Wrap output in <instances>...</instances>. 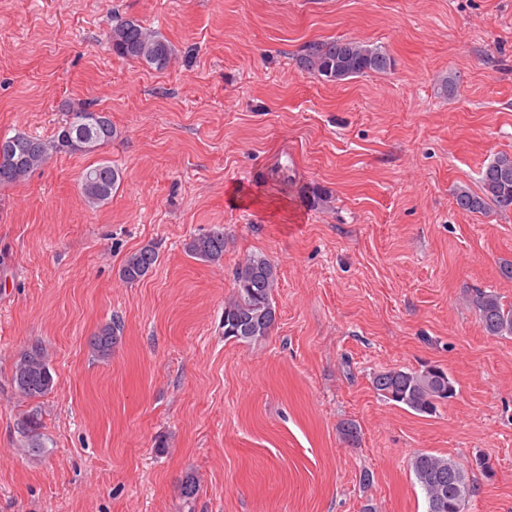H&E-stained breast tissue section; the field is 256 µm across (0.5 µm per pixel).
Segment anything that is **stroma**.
Segmentation results:
<instances>
[{
  "label": "stroma",
  "instance_id": "obj_1",
  "mask_svg": "<svg viewBox=\"0 0 512 512\" xmlns=\"http://www.w3.org/2000/svg\"><path fill=\"white\" fill-rule=\"evenodd\" d=\"M120 18L158 30L169 66L115 55ZM334 38L394 66L339 83L298 69ZM87 104L109 144L0 186V512H427L419 452L464 470L469 512H512V335L469 303H512V211L455 203L512 154V0H0V135L52 139ZM100 160L122 179L92 209L80 175ZM218 226L220 261L188 254ZM151 242L156 267L123 283ZM250 255L278 268L277 321L236 342L224 303ZM115 317L102 361L89 339ZM37 343L56 386L25 399L14 363ZM427 364L456 388L435 414L372 386ZM34 408L37 455L18 429ZM159 252L153 244H147L129 253L123 260L119 276L126 284H136L156 266ZM472 305L487 335H512V304L503 303L494 292L476 290Z\"/></svg>",
  "mask_w": 512,
  "mask_h": 512
}]
</instances>
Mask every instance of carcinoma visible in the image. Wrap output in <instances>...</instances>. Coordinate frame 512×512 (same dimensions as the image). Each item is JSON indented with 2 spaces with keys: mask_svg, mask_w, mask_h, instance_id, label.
Returning <instances> with one entry per match:
<instances>
[{
  "mask_svg": "<svg viewBox=\"0 0 512 512\" xmlns=\"http://www.w3.org/2000/svg\"><path fill=\"white\" fill-rule=\"evenodd\" d=\"M112 51L147 67L164 69L173 56L169 41L157 30L137 19H120L109 35ZM299 69L328 82H341L364 74H384L394 66L391 56L378 46L359 41L333 39L308 42L296 59ZM88 106L78 107L67 115L52 140L36 135L16 133L0 136V142H16L24 151L23 166L5 173L0 170V185H13L26 180L38 167L58 152L93 153L112 141L116 131L112 120L103 122L92 115ZM121 180L118 169L100 161L82 173L81 195L85 205L97 208L112 199ZM459 209L469 213H485L495 208L512 211V155L500 154L487 164L481 177V190L461 188L455 197ZM224 228L193 238L186 243L191 256L205 262H217L224 256ZM159 252L147 244L129 253L123 260L119 276L127 284H136L156 266ZM234 292L224 303V337L252 342L267 336L276 322L273 293L278 285L277 266L262 256L239 263L233 275ZM472 305L489 336L512 335V304L502 302L494 292L478 290ZM123 331L120 319L100 326L90 338L95 357L106 360ZM13 383L17 392L29 397H44L56 386L50 371L46 349L36 344L22 352L14 365ZM372 385L384 399L409 408L417 414L431 415L438 405L456 394L448 372L438 365L418 370L390 368L376 372ZM41 418L38 410L23 415L20 432L31 454L43 449ZM411 468L427 502V512H467L471 498L470 484L462 468L445 456L419 453Z\"/></svg>",
  "mask_w": 512,
  "mask_h": 512,
  "instance_id": "1",
  "label": "carcinoma"
}]
</instances>
